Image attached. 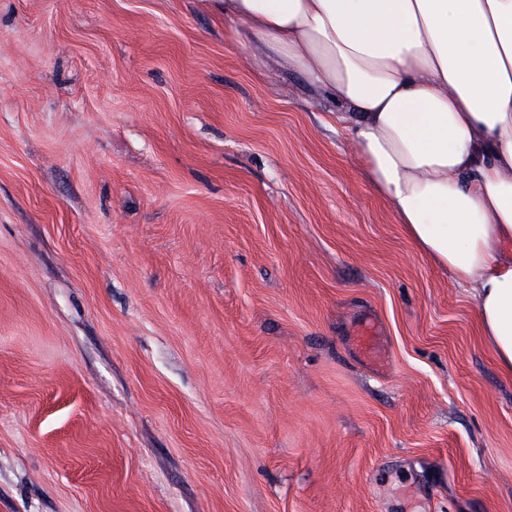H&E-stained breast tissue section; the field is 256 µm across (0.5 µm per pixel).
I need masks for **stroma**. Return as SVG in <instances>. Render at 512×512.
I'll return each instance as SVG.
<instances>
[{
  "instance_id": "1",
  "label": "stroma",
  "mask_w": 512,
  "mask_h": 512,
  "mask_svg": "<svg viewBox=\"0 0 512 512\" xmlns=\"http://www.w3.org/2000/svg\"><path fill=\"white\" fill-rule=\"evenodd\" d=\"M339 110L219 0H0V512H512V374Z\"/></svg>"
}]
</instances>
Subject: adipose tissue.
<instances>
[{"mask_svg": "<svg viewBox=\"0 0 512 512\" xmlns=\"http://www.w3.org/2000/svg\"><path fill=\"white\" fill-rule=\"evenodd\" d=\"M223 2L257 60L343 108L368 182L512 373V0Z\"/></svg>", "mask_w": 512, "mask_h": 512, "instance_id": "1", "label": "adipose tissue"}]
</instances>
